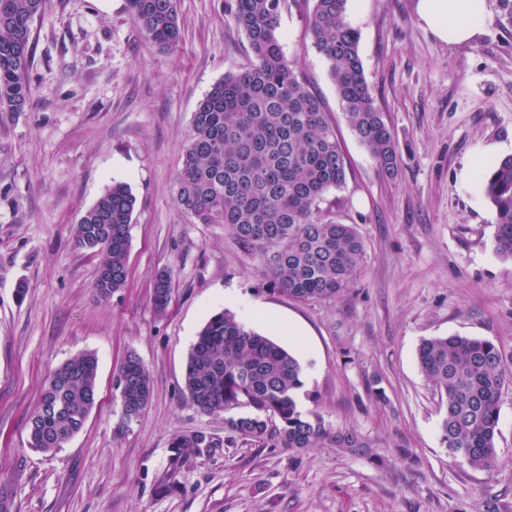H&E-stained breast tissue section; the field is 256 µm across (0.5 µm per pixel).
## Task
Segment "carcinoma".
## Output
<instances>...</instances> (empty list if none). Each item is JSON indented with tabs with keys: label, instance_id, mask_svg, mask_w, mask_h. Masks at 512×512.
<instances>
[{
	"label": "carcinoma",
	"instance_id": "1",
	"mask_svg": "<svg viewBox=\"0 0 512 512\" xmlns=\"http://www.w3.org/2000/svg\"><path fill=\"white\" fill-rule=\"evenodd\" d=\"M45 0H0V112L27 111L32 24ZM284 0H236L232 19L247 38L249 61L216 82L199 103L193 134L182 153L175 200L199 224H222L257 261L266 285L301 301L336 298L365 253L356 228L328 218L325 196L346 182L344 153L321 100L283 53L280 17ZM347 0H314L308 32L329 63L336 92L359 142L379 171L393 178L398 144L366 81L357 29L345 20ZM139 30L172 50L181 40L177 0H127ZM495 212L496 253L512 259V155L483 175ZM136 197L112 183L73 225L75 245L102 256L94 288L107 299L125 287ZM172 274L156 276L153 303L164 311ZM420 369L445 396L440 432L448 452L475 468L496 460L499 401L512 382V367L491 341L460 335L425 338ZM97 357L76 354L49 375L29 420L28 446L52 453L84 427L97 397ZM122 430L150 398L142 361L128 355L115 378ZM299 360L282 346L224 310L213 315L192 345L184 375L187 399L206 414L226 413L224 432L261 448L300 453L325 445L364 456L369 440L355 429L334 431L304 413ZM224 447L213 433L190 431L170 443L169 478L192 455Z\"/></svg>",
	"mask_w": 512,
	"mask_h": 512
}]
</instances>
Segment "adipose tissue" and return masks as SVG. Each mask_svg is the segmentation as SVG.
<instances>
[{
	"mask_svg": "<svg viewBox=\"0 0 512 512\" xmlns=\"http://www.w3.org/2000/svg\"><path fill=\"white\" fill-rule=\"evenodd\" d=\"M419 20L448 44L473 41L487 22L486 0H416Z\"/></svg>",
	"mask_w": 512,
	"mask_h": 512,
	"instance_id": "obj_1",
	"label": "adipose tissue"
}]
</instances>
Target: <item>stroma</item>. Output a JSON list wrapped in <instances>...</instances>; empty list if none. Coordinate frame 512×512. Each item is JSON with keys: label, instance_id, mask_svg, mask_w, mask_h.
<instances>
[{"label": "stroma", "instance_id": "stroma-1", "mask_svg": "<svg viewBox=\"0 0 512 512\" xmlns=\"http://www.w3.org/2000/svg\"><path fill=\"white\" fill-rule=\"evenodd\" d=\"M313 5L285 0L281 45L345 154L346 182L324 207L366 245L347 288L326 301L269 288L223 225L195 223L175 201L199 102L247 62L235 0H178L173 50L144 37L126 0H46L33 23L31 105L0 114V512H512V383L496 461L476 469L444 447V404L417 360L422 339L458 334L492 341L512 365V261L496 254L493 208L465 176L489 149L512 154V0H487L482 34L462 44L436 39L415 0H347L399 145L393 180L349 125L307 31ZM115 181L137 203L126 285L104 300L93 288L100 258L75 245L71 227ZM163 269L172 299L160 315ZM249 304L275 320L256 332L299 359L303 412L358 430L372 457L237 440L169 478L175 435L224 432L223 415L184 394L190 348L212 315L242 321ZM82 351L98 357L96 406L63 448L30 450L49 373ZM130 352L151 395L121 431L114 383ZM172 274L163 270L156 276L153 289V303L158 312L164 311L171 297Z\"/></svg>", "mask_w": 512, "mask_h": 512}]
</instances>
